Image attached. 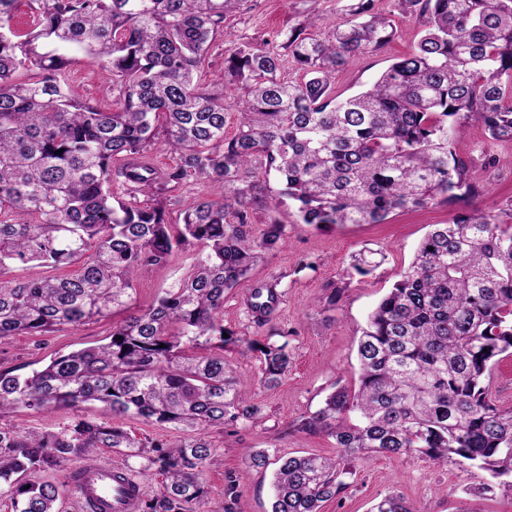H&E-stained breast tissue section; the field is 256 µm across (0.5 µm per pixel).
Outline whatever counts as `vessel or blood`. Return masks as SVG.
<instances>
[{"label": "vessel or blood", "mask_w": 512, "mask_h": 512, "mask_svg": "<svg viewBox=\"0 0 512 512\" xmlns=\"http://www.w3.org/2000/svg\"><path fill=\"white\" fill-rule=\"evenodd\" d=\"M73 490L81 504H95L99 512H138L140 491L115 485L119 470L87 460L76 466Z\"/></svg>", "instance_id": "b4317fda"}]
</instances>
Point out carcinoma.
<instances>
[{
  "instance_id": "obj_1",
  "label": "carcinoma",
  "mask_w": 512,
  "mask_h": 512,
  "mask_svg": "<svg viewBox=\"0 0 512 512\" xmlns=\"http://www.w3.org/2000/svg\"><path fill=\"white\" fill-rule=\"evenodd\" d=\"M18 0H0V269L80 265L78 273L0 282V342L45 336L130 309L141 270L199 247L189 273L149 309L112 325L108 341L53 357L30 375L0 370V489L13 512H57L60 489L27 474L93 448L136 459L162 489L141 512H198L214 457L206 431L265 417L224 352H256L259 383L288 373L285 333L266 342L224 327L226 291L288 238L281 208L321 227L384 224L397 211L473 194L456 149L460 128L512 143V0H398L421 37L368 88L336 95V70L396 35L374 0H343L330 36L315 22L283 40L238 43L226 20L248 0H30L31 30L12 24ZM225 38L222 91L201 83ZM84 56L103 68L114 106L74 96L67 74ZM302 72L283 76L286 63ZM235 88L237 133L224 136V94ZM164 118L163 172L145 161ZM62 153H57V150ZM124 160L122 192L112 162ZM274 174L278 188L256 176ZM207 181L215 200L168 222L174 192ZM264 213L253 236L252 215ZM276 285L247 306L258 326L278 306ZM283 338L278 342L275 337ZM206 348V355H189ZM512 357V208L473 210L437 224L369 314L357 341L358 388H336L300 420L335 440L337 455L280 458L271 512H322L351 486L367 454L454 459L487 474L478 496L512 493V407L496 404L492 368ZM100 403L116 420L78 415L59 432L4 420ZM168 425L169 443L139 439L122 419ZM373 512H414L388 496Z\"/></svg>"
}]
</instances>
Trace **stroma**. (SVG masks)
<instances>
[{"label":"stroma","mask_w":512,"mask_h":512,"mask_svg":"<svg viewBox=\"0 0 512 512\" xmlns=\"http://www.w3.org/2000/svg\"><path fill=\"white\" fill-rule=\"evenodd\" d=\"M378 12L387 15L399 34L380 50L350 59L336 74V93L349 96L369 86L394 61L413 50L418 26L402 14L397 0H375ZM317 17L318 34H328L339 18L338 0H251L250 9L235 13L227 25L232 39L261 43L280 30ZM69 89L77 97L107 104L112 82L101 68L88 60L76 61L69 73ZM469 161L476 195L448 206H436L395 214L384 224H347L318 229L283 214L288 239L277 252L262 258L246 279L225 294L224 325L253 340L264 339L267 330L251 323L244 301L253 288L279 280L284 297L273 322L288 333L293 364L281 383L260 386V362L254 356L230 353L236 374L265 408L259 422L239 427L236 434L210 432L216 448L214 461L203 475L205 496L199 512H269L271 471L254 470L245 463V451L263 449L271 459L314 453L332 456L335 441L323 433L297 430L301 417L317 411L336 387L356 388L359 366L356 340L369 312L391 287L395 275L407 267L419 242L431 225L446 224L461 213L476 209L499 212L512 203V144L490 142L476 126L463 127L457 142ZM364 258L369 274L357 273L356 258ZM193 260L191 251L175 252L166 264L142 270L136 281L133 310L150 308L163 288L183 278ZM339 288L343 297L336 308L322 298ZM122 313L47 336L25 334L0 343V367L19 374L30 373L57 352L76 344L104 340ZM79 413L98 420L111 419L99 405L82 407ZM71 408L49 414L28 413L18 417L22 427L58 432L73 419ZM357 476L342 496L324 503L322 512H369L371 506L394 494L405 497L416 512H466L472 492L486 475L458 462L445 465L412 456L372 455L355 463ZM238 483L234 500H227V478Z\"/></svg>","instance_id":"35a3bbf8"}]
</instances>
